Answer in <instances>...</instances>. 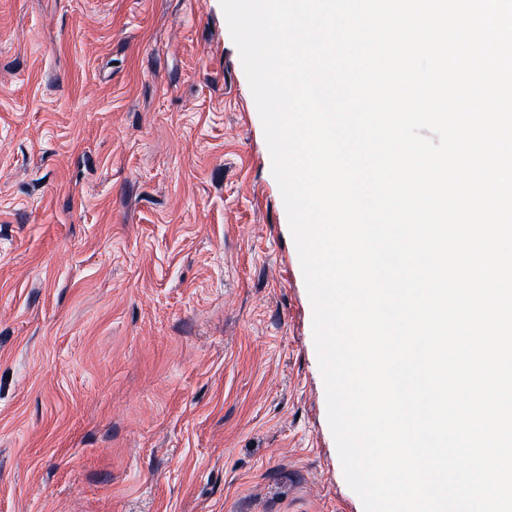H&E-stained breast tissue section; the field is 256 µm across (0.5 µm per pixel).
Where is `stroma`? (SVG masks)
<instances>
[{
	"label": "stroma",
	"mask_w": 512,
	"mask_h": 512,
	"mask_svg": "<svg viewBox=\"0 0 512 512\" xmlns=\"http://www.w3.org/2000/svg\"><path fill=\"white\" fill-rule=\"evenodd\" d=\"M220 0H0V512H363Z\"/></svg>",
	"instance_id": "35a3bbf8"
}]
</instances>
